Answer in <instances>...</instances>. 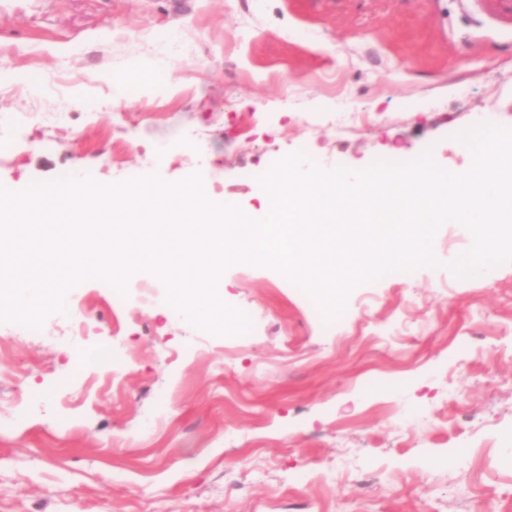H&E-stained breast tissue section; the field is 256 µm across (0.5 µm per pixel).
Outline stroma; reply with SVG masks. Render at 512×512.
I'll return each instance as SVG.
<instances>
[{
  "mask_svg": "<svg viewBox=\"0 0 512 512\" xmlns=\"http://www.w3.org/2000/svg\"><path fill=\"white\" fill-rule=\"evenodd\" d=\"M145 83L113 104V78ZM66 74L63 97L39 76ZM21 84L25 93L6 95ZM467 94H460L459 86ZM373 121L353 126L354 110ZM0 185L200 175L250 211L258 175L297 152L360 170L512 127V0H0ZM443 265L357 287L340 319L279 271L218 279L251 320L228 339L174 318L157 278L72 287L64 314L0 341V512H512V263ZM118 383H111L113 370ZM69 333L75 341L83 340L90 335L89 322L82 305L71 307L68 312Z\"/></svg>",
  "mask_w": 512,
  "mask_h": 512,
  "instance_id": "35a3bbf8",
  "label": "stroma"
}]
</instances>
